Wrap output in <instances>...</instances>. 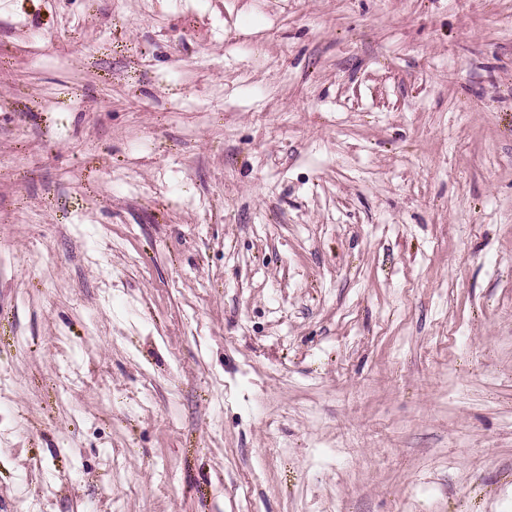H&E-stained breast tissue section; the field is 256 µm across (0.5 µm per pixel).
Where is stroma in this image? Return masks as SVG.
<instances>
[{
  "label": "stroma",
  "instance_id": "obj_1",
  "mask_svg": "<svg viewBox=\"0 0 512 512\" xmlns=\"http://www.w3.org/2000/svg\"><path fill=\"white\" fill-rule=\"evenodd\" d=\"M0 512H512V0L0 5Z\"/></svg>",
  "mask_w": 512,
  "mask_h": 512
}]
</instances>
